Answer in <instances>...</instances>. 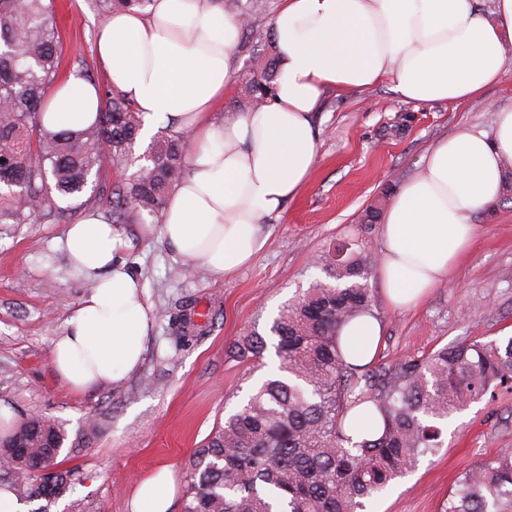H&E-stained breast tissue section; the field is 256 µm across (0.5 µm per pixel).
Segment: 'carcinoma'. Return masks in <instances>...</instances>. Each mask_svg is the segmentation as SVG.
Returning a JSON list of instances; mask_svg holds the SVG:
<instances>
[{"mask_svg":"<svg viewBox=\"0 0 512 512\" xmlns=\"http://www.w3.org/2000/svg\"><path fill=\"white\" fill-rule=\"evenodd\" d=\"M219 2L243 30L265 37V49L239 71L242 96L260 105L274 96L277 51L267 26L266 0ZM151 0H95L108 16ZM54 0H0V223L57 219L61 203L86 197L106 201L112 224H153L168 195L185 178L190 135L158 131L137 171L111 182L132 156L142 114L114 89L101 91L98 119L78 130L44 122L42 106L61 69ZM319 257L318 279L273 320L278 373L238 411L224 418L191 462L182 512H360L419 459L442 446L448 415L491 389L512 388V337L500 343L475 337L392 370L372 375L346 362L340 330L373 314L366 281L372 254L351 237ZM238 356L260 359L259 334L233 345ZM369 403L384 423L380 436L354 441L345 433L350 409ZM0 446V473L28 503L65 497L80 480L58 468L67 435L45 417L18 420ZM512 506V450L465 472L448 494L444 512H505Z\"/></svg>","mask_w":512,"mask_h":512,"instance_id":"1","label":"carcinoma"}]
</instances>
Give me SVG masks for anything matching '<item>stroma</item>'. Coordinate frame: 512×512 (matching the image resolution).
Instances as JSON below:
<instances>
[{
  "mask_svg": "<svg viewBox=\"0 0 512 512\" xmlns=\"http://www.w3.org/2000/svg\"><path fill=\"white\" fill-rule=\"evenodd\" d=\"M62 74L84 70L97 83L95 56L102 20L93 0H55ZM509 76L483 98L462 104L418 105L381 84L363 92H327L320 112V145L307 185L283 210L267 217L266 250L234 275L216 279L201 265L180 275L184 261L158 237L130 233L126 258L145 284L155 310L189 301L203 330L176 339V328L155 320L139 370L92 394H77L55 376L52 341L91 283L68 261L58 240L80 216L0 224V399L14 415L37 411L62 423L70 444L58 459L80 472L72 495L50 512H130L140 479L166 467L181 512L193 454L225 417L276 370L274 349L259 360L231 357L234 339L269 328L282 307L321 278L315 260L330 244L354 234L364 210L384 191L412 177L441 139L464 126L489 128L491 108L512 107ZM372 309L383 325L370 371L476 336L512 337V200H498L475 221V242L453 278L418 307L392 308L370 277ZM99 430L80 442L87 419ZM512 448V389L468 404L448 418L442 448L420 459L364 512H442L456 479L499 449Z\"/></svg>",
  "mask_w": 512,
  "mask_h": 512,
  "instance_id": "stroma-1",
  "label": "stroma"
}]
</instances>
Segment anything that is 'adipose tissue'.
<instances>
[{
	"label": "adipose tissue",
	"instance_id": "obj_1",
	"mask_svg": "<svg viewBox=\"0 0 512 512\" xmlns=\"http://www.w3.org/2000/svg\"><path fill=\"white\" fill-rule=\"evenodd\" d=\"M153 0L100 27L96 57L112 85L143 116V136L168 125L192 137L189 171L169 196L157 233L182 258L217 278L252 264L267 248L265 217L305 185L317 156L315 114L324 89L362 92L390 82L402 100L459 104L505 80L512 0H493L486 18L474 0H281L273 20L276 91L262 106L218 120L236 82L241 23L222 5ZM100 107L98 90L72 74L47 94L48 121L78 129ZM512 162V108L490 129L468 126L439 141L421 170L392 196L381 224V285L409 309L447 281L474 238L475 220L503 192ZM61 245L96 286L79 302L50 360L62 382L87 392L135 372L153 327L139 279L121 257L125 229L87 212ZM349 363L376 356L381 334L370 315L346 326ZM166 471L135 489L131 512H168Z\"/></svg>",
	"mask_w": 512,
	"mask_h": 512
}]
</instances>
